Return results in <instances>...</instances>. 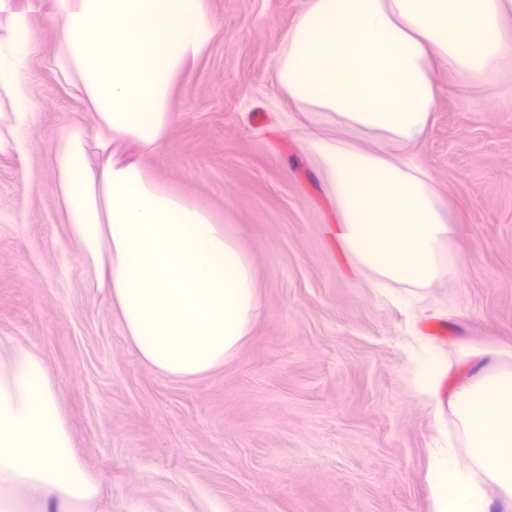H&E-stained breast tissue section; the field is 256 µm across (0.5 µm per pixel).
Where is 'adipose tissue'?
Wrapping results in <instances>:
<instances>
[{
	"label": "adipose tissue",
	"instance_id": "adipose-tissue-1",
	"mask_svg": "<svg viewBox=\"0 0 512 512\" xmlns=\"http://www.w3.org/2000/svg\"><path fill=\"white\" fill-rule=\"evenodd\" d=\"M36 16L56 29L43 65L82 107L49 157L69 245L144 364L206 375L250 332V262L205 203L158 181L144 158L163 146L172 90L215 24L203 0H0V153L23 151L35 116ZM439 63L477 88L512 75V0H306L274 63L309 122L303 144L336 202V235L379 286L425 287L451 269L455 225L409 155L429 128ZM447 374L437 354L420 364V394L462 439L431 452L435 512H512V367H480L446 397ZM0 512H112L75 455L40 353L2 341Z\"/></svg>",
	"mask_w": 512,
	"mask_h": 512
}]
</instances>
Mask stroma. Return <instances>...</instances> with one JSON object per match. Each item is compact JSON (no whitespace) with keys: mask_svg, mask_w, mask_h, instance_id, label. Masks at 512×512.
<instances>
[{"mask_svg":"<svg viewBox=\"0 0 512 512\" xmlns=\"http://www.w3.org/2000/svg\"><path fill=\"white\" fill-rule=\"evenodd\" d=\"M217 28L176 86L173 122L147 156L156 178L207 204L244 247L259 310L224 366L193 380L132 352L111 301L68 244L49 149L80 107L38 57L27 153L0 154V340L32 346L55 378L74 446L112 512H433L439 435L415 357L448 358L444 393L473 353L512 365V85L434 70L432 122L414 160L448 205L455 273L373 287L328 229L335 202L284 127L274 61L304 0H205Z\"/></svg>","mask_w":512,"mask_h":512,"instance_id":"stroma-1","label":"stroma"}]
</instances>
